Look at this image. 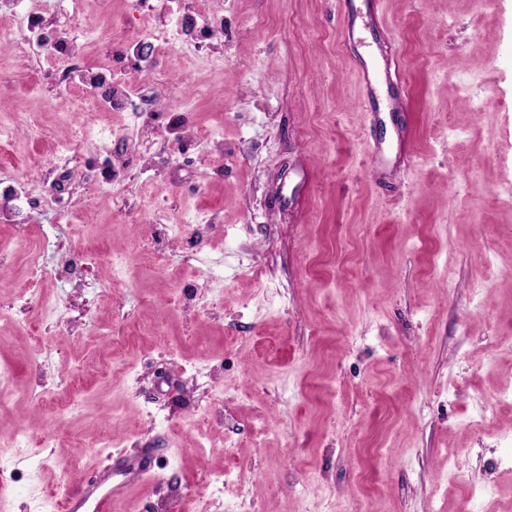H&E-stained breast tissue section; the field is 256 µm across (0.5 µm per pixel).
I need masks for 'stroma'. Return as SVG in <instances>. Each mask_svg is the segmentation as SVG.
<instances>
[{"label": "stroma", "instance_id": "35a3bbf8", "mask_svg": "<svg viewBox=\"0 0 512 512\" xmlns=\"http://www.w3.org/2000/svg\"><path fill=\"white\" fill-rule=\"evenodd\" d=\"M149 1L0 0L159 117L0 45V512H512V0ZM337 12L342 18L341 39L346 51H351L354 45L359 43L355 36V25L358 18H363L361 11L356 6V0H336ZM355 62L358 68L359 76L367 88V91H372L373 87L382 82L383 80H387L391 76V71L389 69H385L382 73L376 68L369 65L366 58L358 51L355 54ZM132 485V481L122 479L113 482L106 490H103L102 482L90 480L84 483L77 493L65 499L62 511L104 512L110 510L112 500L124 497Z\"/></svg>", "mask_w": 512, "mask_h": 512}]
</instances>
